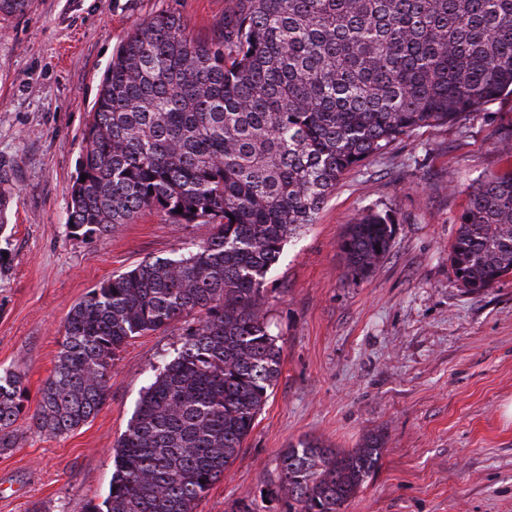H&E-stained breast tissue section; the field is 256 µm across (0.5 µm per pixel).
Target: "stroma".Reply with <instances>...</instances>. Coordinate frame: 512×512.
I'll return each instance as SVG.
<instances>
[{
	"mask_svg": "<svg viewBox=\"0 0 512 512\" xmlns=\"http://www.w3.org/2000/svg\"><path fill=\"white\" fill-rule=\"evenodd\" d=\"M231 0H29L0 16V374L23 375L31 404L57 360L70 308L147 257L206 242V224L155 211L107 233L66 229L89 110L105 67L137 22L176 11L205 42ZM512 97L466 122L424 127L348 173L266 279L281 373L257 424L198 512L259 498L285 448L309 437L355 448L382 435L380 467L344 512H512V276L470 292L448 254L475 181L512 170ZM389 213V253L365 277L346 272L339 240L365 209ZM194 323L133 338L102 410L51 437L21 425L0 451V512H85L102 503L113 448L143 389Z\"/></svg>",
	"mask_w": 512,
	"mask_h": 512,
	"instance_id": "1",
	"label": "stroma"
}]
</instances>
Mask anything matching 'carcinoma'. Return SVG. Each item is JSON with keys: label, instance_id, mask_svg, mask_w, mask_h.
<instances>
[{"label": "carcinoma", "instance_id": "cac0c4a2", "mask_svg": "<svg viewBox=\"0 0 512 512\" xmlns=\"http://www.w3.org/2000/svg\"><path fill=\"white\" fill-rule=\"evenodd\" d=\"M509 96L512 0H236L207 42L174 11L138 23L89 112L66 225L101 235L148 209L211 235L112 275L70 309L34 413L22 374L0 375V450L26 417L54 436L86 424L130 339L198 313L116 443L104 505L86 510L196 512L279 377L264 285L286 242L352 169ZM458 221L449 259L460 285L479 292L511 276L512 171L477 183ZM391 224L367 210L347 225L350 275L386 256ZM381 449L372 435L352 449L301 439L264 498L285 512H343Z\"/></svg>", "mask_w": 512, "mask_h": 512}]
</instances>
